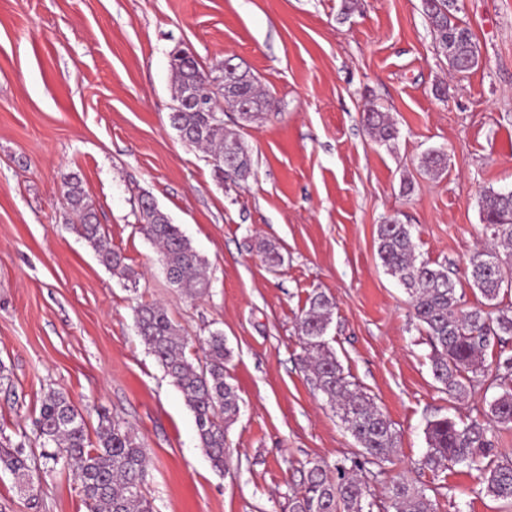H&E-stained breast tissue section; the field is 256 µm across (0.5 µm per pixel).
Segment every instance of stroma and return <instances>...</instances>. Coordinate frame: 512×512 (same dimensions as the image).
<instances>
[{
    "label": "stroma",
    "mask_w": 512,
    "mask_h": 512,
    "mask_svg": "<svg viewBox=\"0 0 512 512\" xmlns=\"http://www.w3.org/2000/svg\"><path fill=\"white\" fill-rule=\"evenodd\" d=\"M0 0V430L33 448L44 395L63 392L96 428L125 422L149 457L153 512H292L309 464L358 451L302 370L298 324L314 293L334 303L326 339L349 379L392 422L384 472L362 478L390 505L394 481L425 488L435 512H508L478 471L417 469L429 420L487 422L495 389L443 393L432 347L408 297L377 255V228L411 225L418 260L444 267L467 309L465 280L486 240L479 201L512 190V0H457L476 68L454 74L421 0ZM189 43L205 69L247 68L276 109L238 130L255 161L247 181L216 178L209 155L169 123L168 53ZM387 112L398 135L378 142L363 115ZM448 155L436 178L427 151ZM77 176L114 249L112 274L75 231L62 198ZM149 195L208 262L210 288L172 287L139 230ZM277 247V268L259 242ZM158 302L189 340L222 332L240 412L230 459L215 470L192 412L137 334L132 308ZM0 512H87L71 468L43 478L37 499L0 472Z\"/></svg>",
    "instance_id": "1"
}]
</instances>
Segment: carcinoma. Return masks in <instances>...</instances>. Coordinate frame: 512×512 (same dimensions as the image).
Masks as SVG:
<instances>
[{
	"label": "carcinoma",
	"instance_id": "cac0c4a2",
	"mask_svg": "<svg viewBox=\"0 0 512 512\" xmlns=\"http://www.w3.org/2000/svg\"><path fill=\"white\" fill-rule=\"evenodd\" d=\"M455 0H423V9L433 29L437 47L457 73H468L479 63V51L471 30L454 15ZM169 67L177 91L178 109L170 122L180 139L205 149L212 158L217 178L244 181L253 172L254 160L240 135L224 127L222 112L237 114L240 127L272 110L274 99L261 89L249 71L236 68L205 87V70L196 57L169 52ZM202 98L208 108L189 105ZM370 133L386 143L396 129L385 113L376 108L365 112ZM448 155L431 150L419 162L426 174L447 167ZM64 200L75 215L76 232L95 251L99 262L120 278L131 277L121 252L110 245L98 216L81 188L78 177L64 182ZM483 223L495 246L475 252L468 260L467 278L486 300L485 307L465 310L462 296L448 270L417 261L411 227L390 220L377 229V254L387 274L401 283L414 316L429 337L434 379L442 391L459 398L485 376L483 352L495 340L512 336V306H500L505 288H512V195L488 190L480 198ZM136 216L141 233L158 245L170 285L192 296H202L210 287L208 262L183 235L178 225L147 196L137 200ZM259 252L271 268L283 262L277 248L263 242ZM334 304L323 293L310 299L300 322L304 355L301 365L311 383L326 397L330 407L353 436L360 453L336 463V475L323 465L307 470L303 492L294 498L293 512H372L369 491L358 471L369 464L379 471L392 463L397 436L390 421L373 400L344 374L335 352L325 340ZM138 336L172 383L183 393L193 412L199 446L213 468L226 465L225 425L239 412L238 396L226 382L224 362L230 351L220 332L199 341L203 358L186 355L187 339L157 303L134 308ZM502 392L488 403L487 415L496 424L512 426V367L496 374ZM40 453L25 452V443L12 444L0 433V470L9 472L36 498L43 475L59 463L75 471L87 512H153L143 488L148 473L144 444L131 429L107 415L98 416L96 441H91L84 416L61 392H48L36 419ZM488 428L474 420L468 424L443 416L428 422L426 452L419 469H449L464 464L482 475V491L512 506V449L501 451L487 438ZM43 467L36 466V458ZM394 512H433L425 489L410 480L397 481L391 489Z\"/></svg>",
	"mask_w": 512,
	"mask_h": 512
}]
</instances>
